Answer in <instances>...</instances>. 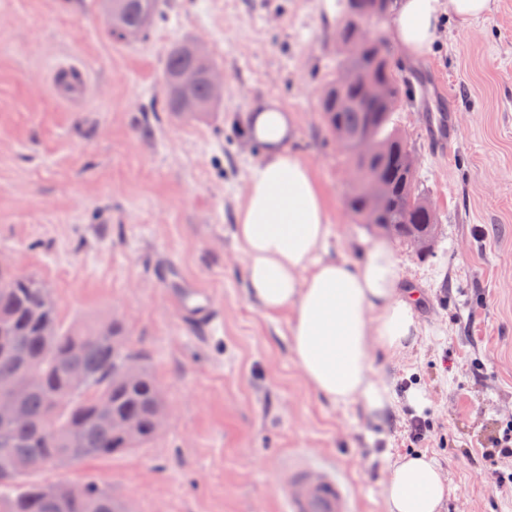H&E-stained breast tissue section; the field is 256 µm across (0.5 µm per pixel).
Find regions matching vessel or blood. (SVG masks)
Masks as SVG:
<instances>
[{"mask_svg": "<svg viewBox=\"0 0 512 512\" xmlns=\"http://www.w3.org/2000/svg\"><path fill=\"white\" fill-rule=\"evenodd\" d=\"M52 90L63 102L80 101L88 94L89 80L78 66L72 65L53 83ZM166 286L188 324L215 321L216 310L209 292L179 267H171ZM278 488L287 512H352L351 491L341 473L331 467L306 460L281 467Z\"/></svg>", "mask_w": 512, "mask_h": 512, "instance_id": "1", "label": "vessel or blood"}]
</instances>
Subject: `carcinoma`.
<instances>
[{"mask_svg":"<svg viewBox=\"0 0 512 512\" xmlns=\"http://www.w3.org/2000/svg\"><path fill=\"white\" fill-rule=\"evenodd\" d=\"M392 0H352L349 19L336 30L340 45L362 42L357 56L343 57L336 75L321 98V112L331 132L355 139L370 131L374 152L364 155L349 151V162L360 171H371L377 179V201H372L364 185L352 187L347 208L370 223L368 208L377 204L376 226L392 237L404 240L424 224L425 188L415 175L406 172L402 154L405 145L394 122L397 101L403 89L389 63L387 48L377 40H367L362 24L389 12ZM163 15L160 0H112L108 32L119 41L132 34L144 38ZM215 64L211 57L200 58L189 43L178 42L165 54L162 107L151 111L180 112L176 81L179 73L193 68L205 73ZM389 89L383 102L366 98L363 78ZM45 284L31 276L14 275L0 267V387L7 388L27 419L10 425L0 423V457H7L14 469L0 475V512H127L107 488L87 482L73 492L64 481H35L32 476L64 466H76L92 457H109L141 448L158 438L155 421L166 412L161 388L143 366L135 376L124 368L123 359L138 362L129 347L123 326L110 318L79 319L68 325L57 308L45 305ZM45 322L57 328L56 336L43 334ZM56 354L48 355V341ZM37 370L36 378L20 384L18 372ZM87 376L83 388L74 392L70 374ZM106 404L107 413L100 412ZM52 416L57 427L41 428ZM134 417L140 432L123 439L114 421Z\"/></svg>","mask_w":512,"mask_h":512,"instance_id":"obj_1","label":"carcinoma"}]
</instances>
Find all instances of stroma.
<instances>
[{
  "instance_id": "35a3bbf8",
  "label": "stroma",
  "mask_w": 512,
  "mask_h": 512,
  "mask_svg": "<svg viewBox=\"0 0 512 512\" xmlns=\"http://www.w3.org/2000/svg\"><path fill=\"white\" fill-rule=\"evenodd\" d=\"M344 18L342 0H168L145 39L125 43L103 0H0V264L41 279L63 321L121 320L168 405L148 447L43 480L96 481L133 512H281L280 464L313 457L342 470L356 512H387L392 457L424 453L448 479L442 512H512V484L481 457L512 421V0L442 24L419 59L390 56L398 79L422 87L394 119L439 229L425 254L390 242L422 335L406 354H376L375 378L396 395L388 417L318 396L294 364L287 314L266 315L247 293L234 228L262 149L242 127L265 100L293 114L292 148L328 195L330 255L360 260L384 236L347 210L348 157L319 108ZM180 41L224 74L214 111H150ZM70 64L91 92L66 105L51 82ZM448 109L458 135L439 144L431 119ZM166 262L210 290L213 328L186 329L156 272ZM412 388L423 409L407 402Z\"/></svg>"
}]
</instances>
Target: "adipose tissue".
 <instances>
[{
    "instance_id": "obj_1",
    "label": "adipose tissue",
    "mask_w": 512,
    "mask_h": 512,
    "mask_svg": "<svg viewBox=\"0 0 512 512\" xmlns=\"http://www.w3.org/2000/svg\"><path fill=\"white\" fill-rule=\"evenodd\" d=\"M491 10L492 0H394L386 37L415 59L431 49L444 19L466 25ZM246 123L264 146L248 170L234 230L248 294L267 315L289 312L290 351L314 391L335 404H360L382 421L395 396L375 379V356L411 350L421 332L414 301L400 289V260L384 241L367 245L358 263L329 256L333 215L312 168L289 147L290 113L271 100L248 112ZM447 495L434 458L391 463L387 512H440Z\"/></svg>"
}]
</instances>
